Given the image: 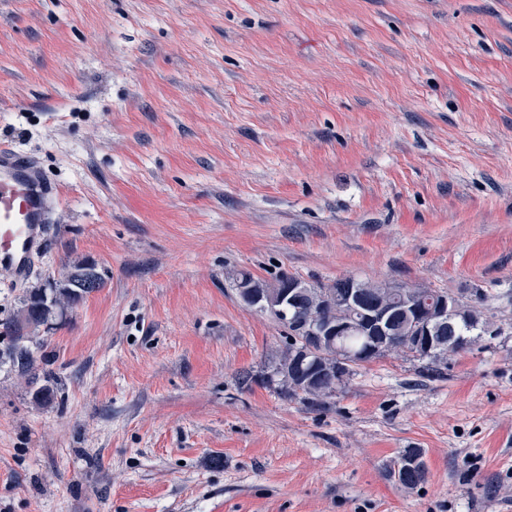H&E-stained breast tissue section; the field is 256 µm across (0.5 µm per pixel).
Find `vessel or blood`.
<instances>
[{
  "instance_id": "b4317fda",
  "label": "vessel or blood",
  "mask_w": 512,
  "mask_h": 512,
  "mask_svg": "<svg viewBox=\"0 0 512 512\" xmlns=\"http://www.w3.org/2000/svg\"><path fill=\"white\" fill-rule=\"evenodd\" d=\"M55 190L41 169L0 143V269L27 280L50 222Z\"/></svg>"
}]
</instances>
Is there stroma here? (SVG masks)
Listing matches in <instances>:
<instances>
[{"label":"stroma","mask_w":512,"mask_h":512,"mask_svg":"<svg viewBox=\"0 0 512 512\" xmlns=\"http://www.w3.org/2000/svg\"><path fill=\"white\" fill-rule=\"evenodd\" d=\"M0 141L59 194L31 277L0 273V512H512V323L317 409L239 385L285 339L233 286L512 316V0H0ZM79 262L103 288L5 330ZM424 452L420 448L403 449L398 459L390 468V475L396 482L406 488H416L427 478Z\"/></svg>","instance_id":"stroma-1"}]
</instances>
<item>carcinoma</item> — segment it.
Masks as SVG:
<instances>
[{"label":"carcinoma","mask_w":512,"mask_h":512,"mask_svg":"<svg viewBox=\"0 0 512 512\" xmlns=\"http://www.w3.org/2000/svg\"><path fill=\"white\" fill-rule=\"evenodd\" d=\"M88 264H78L73 272L59 282L49 283V288H34L24 300L23 322L13 324L16 331L24 327H40L53 324L56 318L62 316V309L72 307L82 301L89 292L85 291L75 279V273ZM291 277L281 275L272 283L255 278L248 271L236 274L234 283L247 281L255 284L265 302V311L285 329L299 330L302 326L318 324L334 325L338 322H351L354 312L336 296L343 295L345 287L351 278L340 277L336 280L322 283L316 282L304 289L300 301L293 306L288 304L286 292ZM365 300L371 304L385 307L400 308L409 300L429 310L430 301L444 294L441 289L410 288L396 282L359 281ZM495 315H488L476 305V302L466 297L458 304L455 319L454 336L443 337L437 346L429 353L421 352L413 347V326L399 312L394 315V336L378 338L383 344L380 349L374 348V342L363 335L359 329L349 330L348 335L337 338L332 343L308 350L299 340L286 341L285 350L271 362L273 377L267 383L277 382V392L285 398H298L312 407L325 404V400L336 395L346 381L336 382V374L326 368L336 357L350 356L357 364L350 367L347 376L356 373L362 362H372L390 353L410 357L425 362L424 369L432 372L439 371V365L448 359V354L467 352L484 339V327L493 322ZM390 475L396 482L406 488H415L426 481L427 468L424 452L420 448H405L390 468Z\"/></svg>","instance_id":"1"}]
</instances>
